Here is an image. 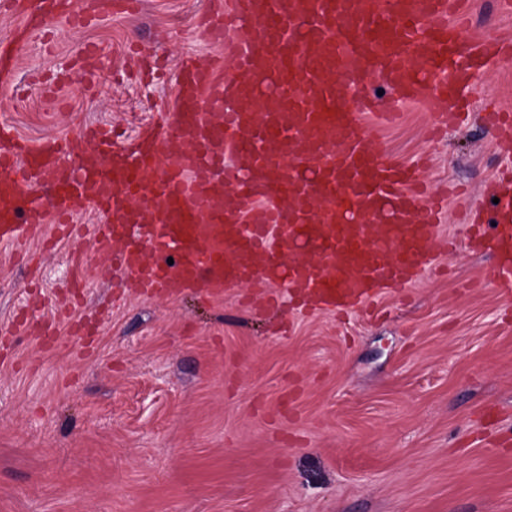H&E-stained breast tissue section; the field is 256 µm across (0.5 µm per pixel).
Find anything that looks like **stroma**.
Here are the masks:
<instances>
[{"mask_svg":"<svg viewBox=\"0 0 512 512\" xmlns=\"http://www.w3.org/2000/svg\"><path fill=\"white\" fill-rule=\"evenodd\" d=\"M209 2L138 0L29 35L0 77V123L68 139L61 159L76 166L94 150L84 128L130 138L163 122L182 63L220 54ZM465 2L475 33L512 42V13ZM466 99V120L436 138L415 104L394 125L362 118L375 148L427 158L431 193L448 199L441 235L459 245L411 287L382 289L372 314L309 311L283 287L277 308L246 287L147 299L89 235L0 241V512H512V306L485 282L494 257L465 251L463 219L493 218L484 183L512 169L487 121L512 110V57ZM61 306L52 346L17 332Z\"/></svg>","mask_w":512,"mask_h":512,"instance_id":"obj_1","label":"stroma"}]
</instances>
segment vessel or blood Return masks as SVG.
I'll use <instances>...</instances> for the list:
<instances>
[{
	"instance_id": "1",
	"label": "vessel or blood",
	"mask_w": 512,
	"mask_h": 512,
	"mask_svg": "<svg viewBox=\"0 0 512 512\" xmlns=\"http://www.w3.org/2000/svg\"><path fill=\"white\" fill-rule=\"evenodd\" d=\"M463 0H214L207 32L222 58L185 64L175 112L127 146L106 129L95 152L60 166L62 144H37L0 124V240L37 235L46 214L68 223L101 212L96 249L143 294L208 299L245 283H279L336 314L405 288L436 261L443 200L425 201L421 168L375 151L363 113L395 117L398 102L443 100L440 126L500 44L476 39ZM118 0H0L36 32L115 14ZM236 64L220 77L225 59ZM385 83L374 108L350 89ZM492 287L512 294V180L492 181Z\"/></svg>"
}]
</instances>
